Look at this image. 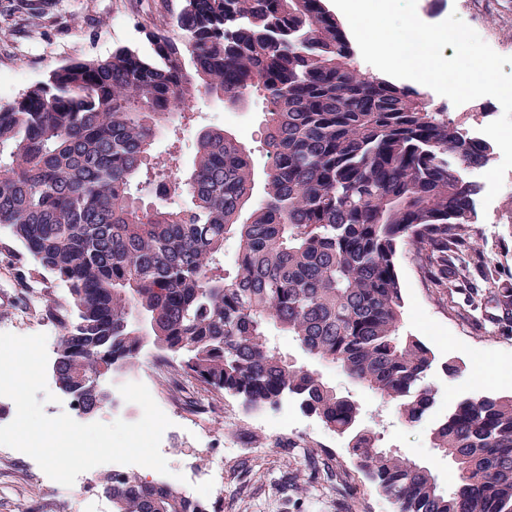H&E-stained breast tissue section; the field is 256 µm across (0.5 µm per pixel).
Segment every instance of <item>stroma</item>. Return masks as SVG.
Returning <instances> with one entry per match:
<instances>
[{
    "mask_svg": "<svg viewBox=\"0 0 512 512\" xmlns=\"http://www.w3.org/2000/svg\"><path fill=\"white\" fill-rule=\"evenodd\" d=\"M178 0H0V74L18 71L22 80L0 88V103L13 100L48 73L68 61L103 60L113 50L129 47L147 55L151 16L169 15ZM417 12L446 19L460 12L497 53L512 56V0H417ZM177 133L162 129L154 151L175 152L181 170H188L198 133L223 129L251 150L256 172L264 170L261 146L263 112L260 100L236 110L215 97L198 98L186 117L177 119ZM512 197V170L488 209L478 210L480 246L493 266L512 273V211L504 202ZM404 299L402 334L419 337L433 351L435 362L427 382L437 400L423 421L404 423L394 406L381 404L369 391L353 385L334 366H323L325 380L357 401L364 424L372 426L380 446L429 467L443 487L457 480L448 457L431 448L430 428L447 416L459 399L484 393L512 395V312L461 300L451 305L431 288L421 259L405 247L395 257ZM64 283L39 268L8 231H0V325L29 319L28 334H45L47 353L55 355L61 324L74 319ZM460 366L448 375L446 363ZM498 365L496 374L483 373L484 364ZM154 346H146L139 364L114 372L113 386L137 380L143 367H157L151 396L167 401L176 426L199 425L198 436H171L167 463L172 473L186 462L207 470L223 466L215 512H396L360 471L344 436L328 430L315 417L304 415L293 399L279 409H249L240 399L200 384L180 370L171 357L170 372L159 369ZM291 414L299 430L298 446L277 439L273 420ZM327 479L312 482L314 466ZM113 470L101 465L86 487H66L50 479L32 457L0 459V512H88L100 496V479Z\"/></svg>",
    "mask_w": 512,
    "mask_h": 512,
    "instance_id": "stroma-1",
    "label": "stroma"
}]
</instances>
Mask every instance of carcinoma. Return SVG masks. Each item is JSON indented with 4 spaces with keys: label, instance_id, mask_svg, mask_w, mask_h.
<instances>
[{
    "label": "carcinoma",
    "instance_id": "carcinoma-1",
    "mask_svg": "<svg viewBox=\"0 0 512 512\" xmlns=\"http://www.w3.org/2000/svg\"><path fill=\"white\" fill-rule=\"evenodd\" d=\"M180 33L150 32L152 55L118 48L69 61L0 104V227L69 287L77 319L62 324L54 363L76 410L104 405L93 377L107 357L133 367L148 343L181 370L250 408L300 409L349 436L362 472L398 512H512V395L456 402L430 432L456 465L445 491L432 471L378 445L350 395L283 356L268 329L310 359L421 421L434 363L401 333L397 246H411L445 292L484 286L512 306V282L478 244L467 176L493 146L448 107L410 86L356 70L355 50L323 0H182ZM201 95L230 107L264 103L267 167L255 169L225 130L198 135L188 171L152 154L157 132ZM166 177L185 205H149L133 184ZM237 241L233 268L224 244ZM112 512H207L165 482L112 476Z\"/></svg>",
    "mask_w": 512,
    "mask_h": 512
}]
</instances>
